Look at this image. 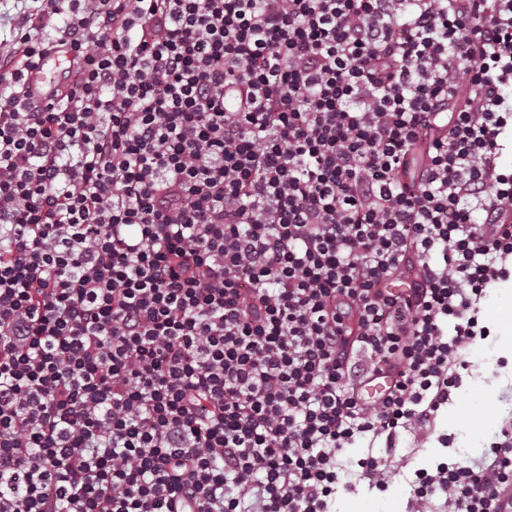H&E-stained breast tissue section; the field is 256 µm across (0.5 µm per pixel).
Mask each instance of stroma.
<instances>
[{"mask_svg": "<svg viewBox=\"0 0 512 512\" xmlns=\"http://www.w3.org/2000/svg\"><path fill=\"white\" fill-rule=\"evenodd\" d=\"M506 267L508 288L501 290L496 302L479 305V321L489 334L470 347L466 355L469 368L463 371L461 385L449 405L439 411L429 438L402 434L399 448L390 457L380 445L356 441L348 448V456L370 452L382 457L387 486L381 491L354 481L350 491L337 494L331 512H408L409 479L414 471H431L442 462L478 464L494 444L502 442L503 430L512 429V358L497 349L501 334L498 317L512 314V261Z\"/></svg>", "mask_w": 512, "mask_h": 512, "instance_id": "35a3bbf8", "label": "stroma"}]
</instances>
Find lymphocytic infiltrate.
I'll return each mask as SVG.
<instances>
[{"label":"lymphocytic infiltrate","instance_id":"1","mask_svg":"<svg viewBox=\"0 0 512 512\" xmlns=\"http://www.w3.org/2000/svg\"><path fill=\"white\" fill-rule=\"evenodd\" d=\"M36 2L0 54V512L385 488L340 455L428 436L512 259V0ZM412 500L512 512V437ZM57 56L55 53H51L30 70L27 75V83L31 90L45 100L50 98L53 86L56 83L54 70L60 63Z\"/></svg>","mask_w":512,"mask_h":512}]
</instances>
